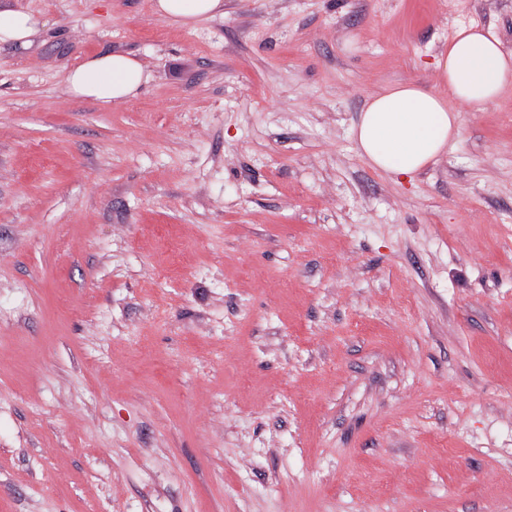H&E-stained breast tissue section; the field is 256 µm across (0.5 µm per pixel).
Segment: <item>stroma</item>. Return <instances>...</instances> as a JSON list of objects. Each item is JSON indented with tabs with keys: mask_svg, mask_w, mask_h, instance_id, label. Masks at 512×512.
<instances>
[{
	"mask_svg": "<svg viewBox=\"0 0 512 512\" xmlns=\"http://www.w3.org/2000/svg\"><path fill=\"white\" fill-rule=\"evenodd\" d=\"M155 2L0 0V512H512V87L410 180L352 137L512 0ZM158 15L177 26L192 28L204 19L224 16L223 0H157ZM45 23L19 8L0 7V43L27 49L42 35ZM149 79L137 57L119 52L92 56L64 77L73 97L108 107L135 95Z\"/></svg>",
	"mask_w": 512,
	"mask_h": 512,
	"instance_id": "35a3bbf8",
	"label": "stroma"
}]
</instances>
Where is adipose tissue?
Wrapping results in <instances>:
<instances>
[{
    "instance_id": "ef3b65f1",
    "label": "adipose tissue",
    "mask_w": 512,
    "mask_h": 512,
    "mask_svg": "<svg viewBox=\"0 0 512 512\" xmlns=\"http://www.w3.org/2000/svg\"><path fill=\"white\" fill-rule=\"evenodd\" d=\"M158 15L183 28L224 14V0H156ZM43 21L14 7H0V43L29 48L42 35ZM440 85L414 82L371 95L353 124L358 155L367 165L411 179L450 150L459 135L461 109L479 111L512 87V51L488 29L459 26L436 59ZM149 76L130 54L92 56L69 70L70 94L109 106L136 94Z\"/></svg>"
}]
</instances>
